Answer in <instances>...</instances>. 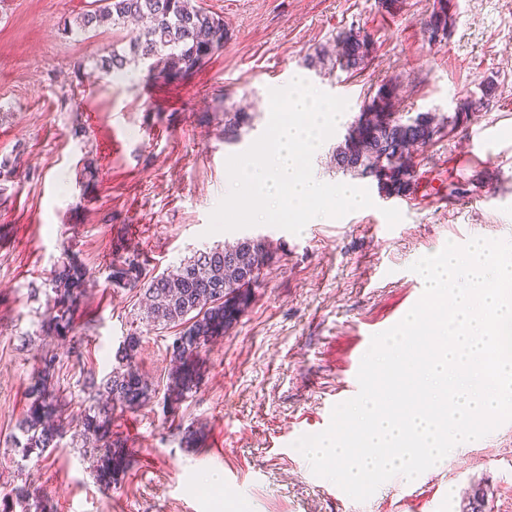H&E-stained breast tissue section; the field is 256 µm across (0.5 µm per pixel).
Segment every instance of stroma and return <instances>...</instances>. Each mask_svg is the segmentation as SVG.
<instances>
[{
	"mask_svg": "<svg viewBox=\"0 0 512 512\" xmlns=\"http://www.w3.org/2000/svg\"><path fill=\"white\" fill-rule=\"evenodd\" d=\"M228 40L176 85L148 80L78 82V64L120 39L103 29L63 33L89 0H0V156L21 151L22 176L0 190V496L38 487L37 512H512V421L414 480L396 476L366 501L332 492L293 444L317 434L344 402L369 348L366 332L396 325L423 294L410 266L446 243L512 241V0H456L447 39L433 45L422 21L434 0H203ZM359 30L372 42L361 71L318 72L306 60ZM333 94L349 90L341 125L316 151L314 175L342 179L332 154L370 90L393 79L400 108L453 113L481 99L466 125L421 148L408 196L384 199L382 225L365 210L306 225L300 234L258 225L208 233L227 194L226 160L263 133L273 72ZM497 91L482 100L485 80ZM246 108L253 125L224 143V114ZM495 147L475 161V135ZM98 185L85 191V159ZM463 195L448 194L449 183ZM265 237L278 254L247 308L187 364L188 386L171 391L176 329L148 323L138 291L114 287L113 265L144 273L175 269L196 251ZM86 270L77 332L63 345L42 335L50 279L63 261ZM140 333V372L154 394L137 411H114L121 442L112 482L97 481L82 449L41 458L14 448L27 388L48 351L61 358L55 392L66 434L80 428L83 389L112 369L123 337ZM221 483L206 490L204 476Z\"/></svg>",
	"mask_w": 512,
	"mask_h": 512,
	"instance_id": "obj_1",
	"label": "stroma"
}]
</instances>
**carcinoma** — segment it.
Segmentation results:
<instances>
[{
    "mask_svg": "<svg viewBox=\"0 0 512 512\" xmlns=\"http://www.w3.org/2000/svg\"><path fill=\"white\" fill-rule=\"evenodd\" d=\"M450 0H434L433 9L423 21L426 31L447 38L453 24L448 11ZM132 21L146 25L128 34L125 49H109L94 62L98 77L122 74L130 63L155 64L152 79L160 84H178L224 50L227 36L224 19L203 7L200 0H91V8L73 19H65L66 34H85L103 27L125 28ZM367 37L353 29L336 37L340 51L336 56L317 54L309 66L331 65L342 71H358L367 60ZM477 101H466L454 114L399 111L400 85L385 82L368 97V110L395 111V117L379 123L360 113L336 146V168L376 182L387 197H405L415 179L407 150L412 145L426 147L448 134V127H458L470 119ZM246 112L224 113V142L239 141L242 129L250 126ZM19 156L0 159V181L18 177ZM267 241L261 237L243 238L222 248L205 250L181 263L175 270L140 279L138 265L126 261L112 266L110 279L117 288H137L145 302L147 320L155 326L181 327L172 345L175 379L186 383V365L211 336L224 332L230 308L243 305L248 291L259 286L263 270L273 260ZM85 271L71 261L53 272L51 279L53 311L42 322L46 336L66 340L75 332L76 301L84 286ZM142 336L133 332L124 337L115 353L116 364L99 382L89 386L83 399L82 430L71 440L75 448H90L98 456L96 476L107 481L111 473L112 414L115 409L133 411L148 403L151 389L134 362ZM60 357L45 354L42 369L27 390L29 405L17 424L21 436L14 437V447L23 456L41 457L49 448L59 446V430L54 422L58 403L54 395L56 367ZM34 493L26 486L16 487L0 498V512H32Z\"/></svg>",
    "mask_w": 512,
    "mask_h": 512,
    "instance_id": "carcinoma-1",
    "label": "carcinoma"
}]
</instances>
